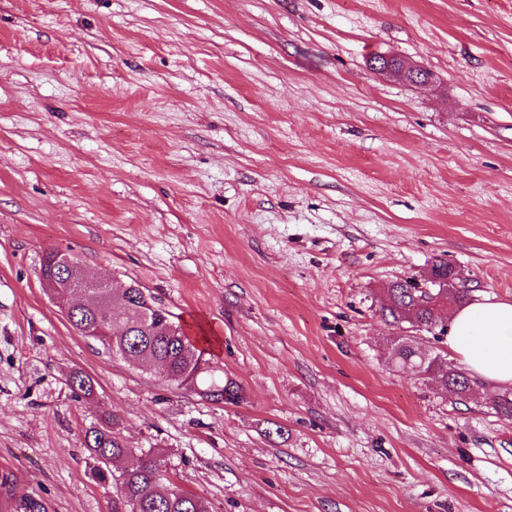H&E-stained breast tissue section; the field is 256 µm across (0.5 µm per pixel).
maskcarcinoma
Masks as SVG:
<instances>
[{"mask_svg":"<svg viewBox=\"0 0 512 512\" xmlns=\"http://www.w3.org/2000/svg\"><path fill=\"white\" fill-rule=\"evenodd\" d=\"M386 292L390 302L387 310L393 322L407 323L428 333H444L441 314L431 304L440 286L431 285L427 293L415 281L406 279L391 283ZM104 302L112 305V319L126 327V334H98L109 328V318L87 309L77 312L81 335L100 342L133 366L161 367L165 382L178 388H194L202 399L217 401L223 397L230 404L243 399L240 385L228 377L198 382L204 362V350L199 348L203 337L189 335L169 310L144 295L142 289L108 288ZM391 355L404 366L413 365L434 373L437 383L447 391L458 396L468 392L467 376L435 359H425L411 343L399 340ZM69 386L77 397L93 393L91 378L80 371L70 376ZM118 425L114 417L100 427L90 428L85 435L93 479L115 488L112 512H210L204 499L171 485L159 453L151 448L128 447ZM129 456L136 460L120 471L112 470V462Z\"/></svg>","mask_w":512,"mask_h":512,"instance_id":"1","label":"carcinoma"}]
</instances>
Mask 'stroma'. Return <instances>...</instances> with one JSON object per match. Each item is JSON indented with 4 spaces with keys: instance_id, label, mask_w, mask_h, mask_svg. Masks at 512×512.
Segmentation results:
<instances>
[{
    "instance_id": "35a3bbf8",
    "label": "stroma",
    "mask_w": 512,
    "mask_h": 512,
    "mask_svg": "<svg viewBox=\"0 0 512 512\" xmlns=\"http://www.w3.org/2000/svg\"><path fill=\"white\" fill-rule=\"evenodd\" d=\"M52 249L203 331L243 401L76 333ZM438 259L512 300V0H0V505L111 512L84 435L112 413L212 512H512L494 392L391 359L461 366L385 308ZM370 66L379 75L398 78L415 85H425L433 80V76L425 69L394 55H381L377 62L371 61ZM407 339L410 344L402 338L391 350V355L402 365H413L424 372H433L437 383L446 391L455 393L457 396H464L469 389L468 379L462 372L454 368L438 363L436 358L426 361L421 352L414 347L411 339Z\"/></svg>"
}]
</instances>
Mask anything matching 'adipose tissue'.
Returning a JSON list of instances; mask_svg holds the SVG:
<instances>
[{
  "label": "adipose tissue",
  "mask_w": 512,
  "mask_h": 512,
  "mask_svg": "<svg viewBox=\"0 0 512 512\" xmlns=\"http://www.w3.org/2000/svg\"><path fill=\"white\" fill-rule=\"evenodd\" d=\"M445 342L488 385L512 386V302L486 298L453 310Z\"/></svg>",
  "instance_id": "adipose-tissue-1"
}]
</instances>
